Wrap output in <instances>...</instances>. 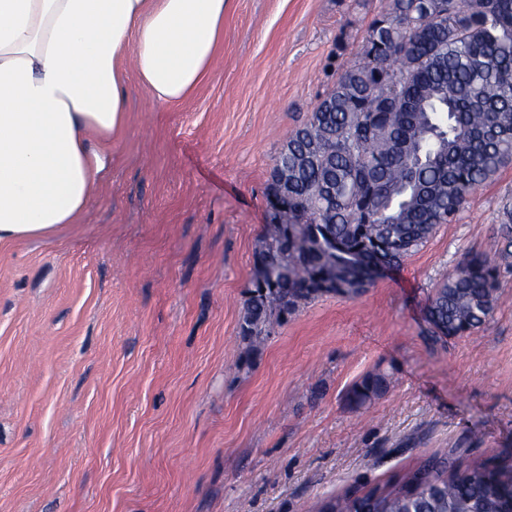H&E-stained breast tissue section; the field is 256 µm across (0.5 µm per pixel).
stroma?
Instances as JSON below:
<instances>
[{"mask_svg":"<svg viewBox=\"0 0 512 512\" xmlns=\"http://www.w3.org/2000/svg\"><path fill=\"white\" fill-rule=\"evenodd\" d=\"M386 0H235L181 103L134 87L78 223L0 243V512H312L439 450L512 463V269L489 322L434 339L426 298L495 256L512 165L362 295L252 354L239 320L291 131ZM377 373L367 406L348 391Z\"/></svg>","mask_w":512,"mask_h":512,"instance_id":"1","label":"stroma"}]
</instances>
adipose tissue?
<instances>
[{
  "label": "adipose tissue",
  "instance_id": "ef3b65f1",
  "mask_svg": "<svg viewBox=\"0 0 512 512\" xmlns=\"http://www.w3.org/2000/svg\"><path fill=\"white\" fill-rule=\"evenodd\" d=\"M233 0H0V242L77 223L112 166L128 71L186 99Z\"/></svg>",
  "mask_w": 512,
  "mask_h": 512
}]
</instances>
